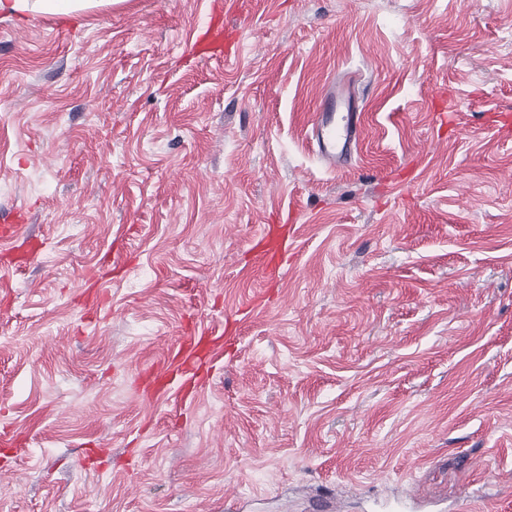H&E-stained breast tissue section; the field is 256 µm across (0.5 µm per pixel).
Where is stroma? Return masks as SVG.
Returning <instances> with one entry per match:
<instances>
[{
    "label": "stroma",
    "mask_w": 512,
    "mask_h": 512,
    "mask_svg": "<svg viewBox=\"0 0 512 512\" xmlns=\"http://www.w3.org/2000/svg\"><path fill=\"white\" fill-rule=\"evenodd\" d=\"M224 2L0 12V512H512V0ZM364 116L348 88L334 82L321 90L308 135L314 154L328 168L336 169L352 160L353 149L362 138Z\"/></svg>",
    "instance_id": "obj_1"
}]
</instances>
